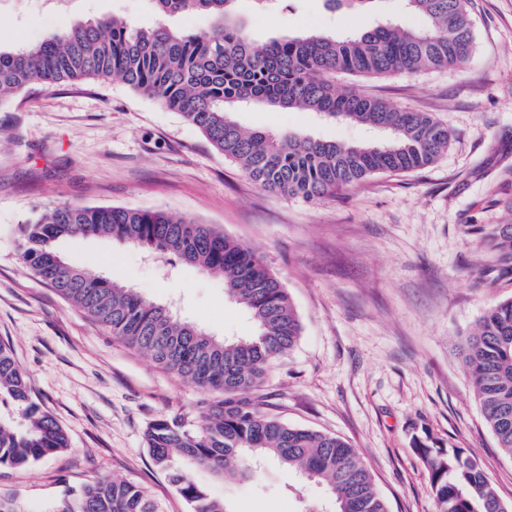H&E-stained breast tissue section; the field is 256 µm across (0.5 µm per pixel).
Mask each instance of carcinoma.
<instances>
[{"label":"carcinoma","instance_id":"1","mask_svg":"<svg viewBox=\"0 0 512 512\" xmlns=\"http://www.w3.org/2000/svg\"><path fill=\"white\" fill-rule=\"evenodd\" d=\"M235 0H153L164 14L211 15L207 33L163 25L139 27L105 15L64 28L40 42L0 50V103L31 85L118 80L178 113L224 158L261 187L320 201L378 173H406L433 164L448 150L451 132L426 112H414L365 94L351 80L415 74L463 66L472 54L469 0H407L422 27L388 24L346 36L311 30L283 33L258 45L232 9ZM260 102L301 108L325 119L387 133L381 142L341 144L295 133L244 131L233 118ZM487 252L483 273L512 280V225L472 227ZM106 235L156 255H175L206 274L224 277V293L243 305L255 332L219 340L114 280L91 277L68 264L57 244L70 237ZM22 262L45 285L127 347L160 368L222 398L203 408L196 425L179 416L151 422L145 444L156 468L185 500L188 512H231L197 483L200 467L228 481L255 477L273 460L324 481L334 512H390L356 448L344 440L290 425L262 408L255 396L273 361L301 336L299 316L281 280L250 248L210 224L161 210L60 203L18 228ZM486 426L512 456V298L487 310L461 344ZM20 418L0 414V465L22 467L69 447L56 420L31 400L21 367L0 342V401ZM430 479L436 512H512L475 457L415 438ZM53 512H161L141 486L98 479Z\"/></svg>","mask_w":512,"mask_h":512}]
</instances>
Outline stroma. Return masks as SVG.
<instances>
[{
  "mask_svg": "<svg viewBox=\"0 0 512 512\" xmlns=\"http://www.w3.org/2000/svg\"><path fill=\"white\" fill-rule=\"evenodd\" d=\"M237 8L257 43L320 28L344 35L390 23L416 28L406 0L354 14L325 0ZM474 48L465 67L364 78L362 90L448 125V150L430 167L380 173L319 202L262 189L194 126L119 82L36 86L0 108V340L33 400L65 430L69 448L24 467L0 466V494L22 512H54L90 482L143 486L162 512H188L144 444L152 421L197 423L213 392L158 367L64 301L19 258L18 224L58 203L161 209L214 225L259 255L302 323L260 393L289 424L336 434L357 448L391 512H435L414 437L474 454L512 505V457L484 424L459 346L512 281L483 278L471 228L512 224V0H470ZM114 15L137 25L205 33L201 13L164 16L152 0H0V48L39 42L69 24ZM246 130L353 143L375 132L297 109L251 104ZM68 262L167 305L216 338L249 336L224 281L178 259L109 237L61 241ZM231 512H297L294 489L327 503L324 487L266 463L250 482L199 470Z\"/></svg>",
  "mask_w": 512,
  "mask_h": 512,
  "instance_id": "35a3bbf8",
  "label": "stroma"
}]
</instances>
